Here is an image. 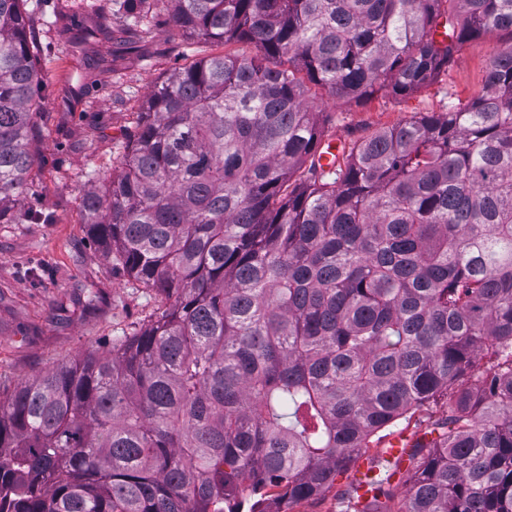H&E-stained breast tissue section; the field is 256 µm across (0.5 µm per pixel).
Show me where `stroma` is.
Instances as JSON below:
<instances>
[{
  "mask_svg": "<svg viewBox=\"0 0 512 512\" xmlns=\"http://www.w3.org/2000/svg\"><path fill=\"white\" fill-rule=\"evenodd\" d=\"M126 0H28L43 103L33 117L36 158L13 221L0 223V401L57 366L106 352L165 307L88 235L85 193L122 173L120 160L142 105L178 67L209 55H252L244 41L187 38L169 0H150L134 24ZM507 38L467 43L447 75L407 97L379 93L364 105L315 100L326 137L351 145L374 131L467 101Z\"/></svg>",
  "mask_w": 512,
  "mask_h": 512,
  "instance_id": "stroma-1",
  "label": "stroma"
}]
</instances>
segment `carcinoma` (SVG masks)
Segmentation results:
<instances>
[{
  "mask_svg": "<svg viewBox=\"0 0 512 512\" xmlns=\"http://www.w3.org/2000/svg\"><path fill=\"white\" fill-rule=\"evenodd\" d=\"M170 2L255 54L174 70L85 194L92 240L165 308L0 404V512H271L442 397L437 437L372 458L345 512H512V44L478 95L328 171L311 93L427 87L467 41L512 40V0ZM34 50L26 0H0L1 223L35 162Z\"/></svg>",
  "mask_w": 512,
  "mask_h": 512,
  "instance_id": "cac0c4a2",
  "label": "carcinoma"
}]
</instances>
